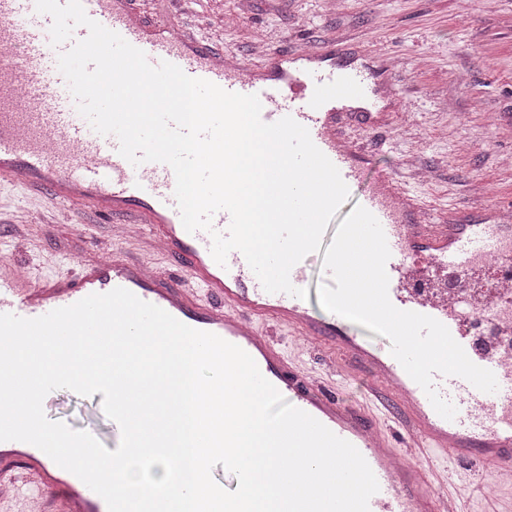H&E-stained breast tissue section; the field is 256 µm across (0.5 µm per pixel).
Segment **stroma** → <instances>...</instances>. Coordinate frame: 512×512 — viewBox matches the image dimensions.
I'll return each mask as SVG.
<instances>
[{
    "label": "stroma",
    "mask_w": 512,
    "mask_h": 512,
    "mask_svg": "<svg viewBox=\"0 0 512 512\" xmlns=\"http://www.w3.org/2000/svg\"><path fill=\"white\" fill-rule=\"evenodd\" d=\"M221 15L236 20L222 35L232 60L329 37L382 57L389 78L384 96L399 116L392 128H351L372 153L365 184L414 155L427 172L418 190L435 206L512 204V167L502 164L512 157V0H344L338 11L326 0H197L195 22ZM0 204L33 209L24 235L0 224V253L40 277L70 272L65 256L85 260L112 245L106 218L82 205L54 210L18 183H0ZM76 212L85 222L80 231L71 222ZM43 409L49 419L95 433L114 448L102 393L57 389ZM435 462L464 512H489L484 495L493 486L477 467L441 455Z\"/></svg>",
    "instance_id": "35a3bbf8"
}]
</instances>
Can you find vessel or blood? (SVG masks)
<instances>
[{"mask_svg": "<svg viewBox=\"0 0 512 512\" xmlns=\"http://www.w3.org/2000/svg\"><path fill=\"white\" fill-rule=\"evenodd\" d=\"M140 2L82 0L91 19L142 50L150 64L167 61L226 91L258 95L263 122L292 117L348 187L360 182L371 153L347 133V122L374 131L393 121L379 108L373 70L337 61L330 39L301 52L277 50L257 63L232 62L213 37L187 31L179 9L190 0H172L175 11L151 22ZM52 23L36 11L35 0H0V182L43 191L58 205L91 203L119 226H136L131 241L153 259L129 256L122 236L106 255L80 262L74 277L40 279L1 258L0 314L35 318L122 287L218 335L247 352L288 403L358 449L379 484L369 512H460L454 497L438 491L445 478L432 461L437 451L484 467L511 489L512 225L434 207L395 171L382 173L356 200L386 235L391 303L444 324L470 360L496 377L497 391L485 393L463 378L435 375L436 391L457 410L454 419H444L392 355L376 354L350 334L348 319H319L306 300L266 292L239 251H231L226 264L215 262L211 234L226 233L229 213L213 215L212 231L185 230L172 168L132 165L119 154L116 136L96 133L78 112L58 69ZM164 259L178 264L179 276L162 275ZM265 323L288 332L305 351L322 350L329 373L314 376L302 357L262 333ZM353 363L365 367L368 387L365 401L349 403L330 387ZM379 405L399 412L404 449L374 415ZM0 487L10 490L0 496V512H13L19 498L30 512H70L76 501L81 512H107L101 496L24 442H0Z\"/></svg>", "mask_w": 512, "mask_h": 512, "instance_id": "vessel-or-blood-1", "label": "vessel or blood"}]
</instances>
